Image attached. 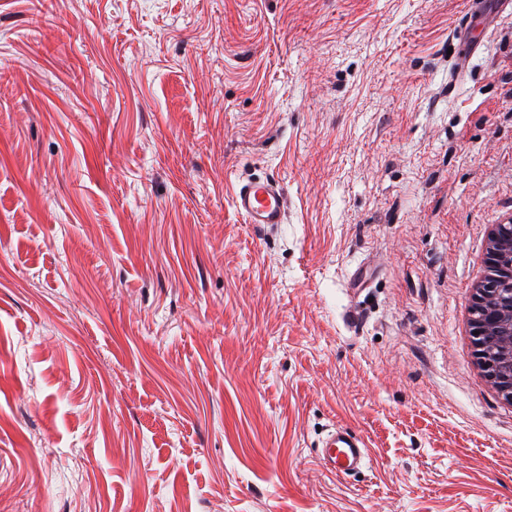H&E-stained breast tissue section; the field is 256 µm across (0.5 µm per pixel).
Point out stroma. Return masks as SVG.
Wrapping results in <instances>:
<instances>
[{"label": "stroma", "mask_w": 512, "mask_h": 512, "mask_svg": "<svg viewBox=\"0 0 512 512\" xmlns=\"http://www.w3.org/2000/svg\"><path fill=\"white\" fill-rule=\"evenodd\" d=\"M467 6L0 0V512H512L460 334L512 16L455 79ZM263 175L264 231L232 204ZM333 426L370 469L322 468ZM233 206L246 224L259 230L285 223L286 199L282 187L274 179L241 181L233 195ZM373 275L372 267L361 262L347 272L344 288L352 303H356L359 297L370 287ZM321 466L339 479L350 478L371 467L373 459L366 438L348 427H331L320 439Z\"/></svg>", "instance_id": "1"}]
</instances>
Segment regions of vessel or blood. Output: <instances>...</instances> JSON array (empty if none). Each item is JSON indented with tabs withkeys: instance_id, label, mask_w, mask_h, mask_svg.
Masks as SVG:
<instances>
[{
	"instance_id": "obj_1",
	"label": "vessel or blood",
	"mask_w": 512,
	"mask_h": 512,
	"mask_svg": "<svg viewBox=\"0 0 512 512\" xmlns=\"http://www.w3.org/2000/svg\"><path fill=\"white\" fill-rule=\"evenodd\" d=\"M512 14V0H470L458 31L452 36L450 56L455 75L465 74L486 35L504 13ZM233 206L245 223L264 230L284 223L286 199L280 184L273 179L251 178L239 183ZM374 271L370 265L353 266L345 278L349 299L358 300L369 288ZM321 466L331 475L350 478L371 467L373 459L366 438L348 427H332L320 440Z\"/></svg>"
}]
</instances>
